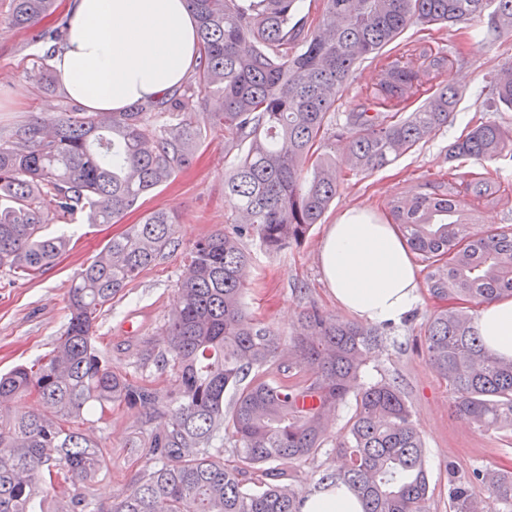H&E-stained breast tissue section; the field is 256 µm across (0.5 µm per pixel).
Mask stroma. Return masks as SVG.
<instances>
[{
    "mask_svg": "<svg viewBox=\"0 0 512 512\" xmlns=\"http://www.w3.org/2000/svg\"><path fill=\"white\" fill-rule=\"evenodd\" d=\"M9 0H0V137H8L16 127L46 113L70 108L64 94L49 96L38 87L33 73L44 48L34 46L26 31L8 23ZM436 38L460 55V62L442 76L444 83L462 86L463 96L447 127L432 135L388 167L351 177L326 213L300 245L280 255L269 256L256 241H248L253 256L244 304L249 313L274 323L283 335L294 330L300 313L309 305L334 315L342 310L326 286L316 257L329 224L348 207L373 209L379 219L391 221L388 203L394 197L423 189L424 185L452 172L476 173L512 186V161L467 160L451 167L445 155L448 145L467 131L470 120L512 124V112H492L482 105L481 91L496 73L512 63V36L498 37L481 30L457 25L437 30ZM205 103H197L189 116L201 133V146L193 164L172 180L142 198L114 224H88L84 218L63 222L48 213L43 231L48 235H71V248L35 280L9 284L0 271V372L34 360L52 349L67 320L66 292L73 276L90 263L101 248L130 225L139 223L148 212L176 210L177 245L144 271L128 287L125 297L103 312L96 321V336L113 365L133 369L144 348L164 350L158 334L172 305L178 279L187 263L191 245L232 219L224 199V173L234 156L227 153L223 132L213 130ZM436 302L427 286H420L414 307L415 317L383 326L382 348L365 367V379L397 381L413 409L424 436L429 473V512H449L448 472L470 475L485 467L512 468V439L490 431L479 433L453 417L449 410L448 387L429 367L423 352L424 324ZM133 330H126V323ZM351 407L341 408L329 428L321 452L306 462L285 464L296 486L310 489L335 466L334 448L345 432ZM141 425L137 410L114 407L105 431L112 447L108 472L93 486L97 501L108 504L129 488L145 467L136 443Z\"/></svg>",
    "mask_w": 512,
    "mask_h": 512,
    "instance_id": "obj_1",
    "label": "stroma"
}]
</instances>
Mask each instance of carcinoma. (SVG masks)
<instances>
[{
    "mask_svg": "<svg viewBox=\"0 0 512 512\" xmlns=\"http://www.w3.org/2000/svg\"><path fill=\"white\" fill-rule=\"evenodd\" d=\"M302 0H187L198 21L199 62L183 87L124 112L60 113L38 118L0 141V269L33 279L65 253L69 239L43 234L47 211L89 224H111L140 199L188 168L199 133L184 119L206 96L210 124L246 146L224 175V197L236 219L191 246L173 308L160 328L167 349L145 350L139 368L173 372L164 388L112 365L96 345L95 323L127 285L175 244L173 211L145 214L110 240L74 276L68 318L52 349L30 364L0 374V512H300L306 492L276 464L314 456L339 406L354 412L322 480L342 481L365 512H428L429 478L423 435L400 385L362 381L382 333L311 305L282 342L278 329L251 315L243 298L255 239L278 255L322 222L345 176L391 165L448 126L462 96L438 86L412 112H380L424 92L455 63L444 49L396 41L413 24L486 23L512 36V0H323L316 19ZM55 0H11L9 22L53 53L68 19L53 28L38 21ZM388 54H383L384 49ZM379 61L369 92L377 110L351 112L329 132L331 113L356 67ZM511 76H497L487 102L512 111ZM44 91L57 92L51 69L37 68ZM167 115L172 124L156 125ZM346 152L322 150L326 135ZM512 160V126L476 122L448 145L453 163L475 158ZM501 184L486 177L440 181L428 193L389 202L394 223L417 261L425 264L430 295L448 305L424 326L426 359L448 385L453 416L476 431L512 437V360L487 349L473 308L512 297V232H477L478 206L500 203ZM232 404L224 405L225 393ZM306 397L315 405L304 407ZM17 398L36 408L3 415ZM139 410L142 475L106 508L74 493L106 473L110 453L100 434L113 405ZM164 419L159 431L151 429ZM234 460L224 463V438ZM452 512H487L480 484L512 507V472L478 469L468 478L448 467Z\"/></svg>",
    "mask_w": 512,
    "mask_h": 512,
    "instance_id": "carcinoma-1",
    "label": "carcinoma"
}]
</instances>
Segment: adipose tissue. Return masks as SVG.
I'll return each mask as SVG.
<instances>
[{
    "instance_id": "obj_1",
    "label": "adipose tissue",
    "mask_w": 512,
    "mask_h": 512,
    "mask_svg": "<svg viewBox=\"0 0 512 512\" xmlns=\"http://www.w3.org/2000/svg\"><path fill=\"white\" fill-rule=\"evenodd\" d=\"M69 30L50 59L71 98L90 112H122L179 86L199 60L187 0H67ZM318 264L337 305L365 324H395L418 298L419 277L397 225L345 209L328 225ZM476 328L486 347L512 359V298L484 304ZM301 512H364L357 492L327 482Z\"/></svg>"
}]
</instances>
